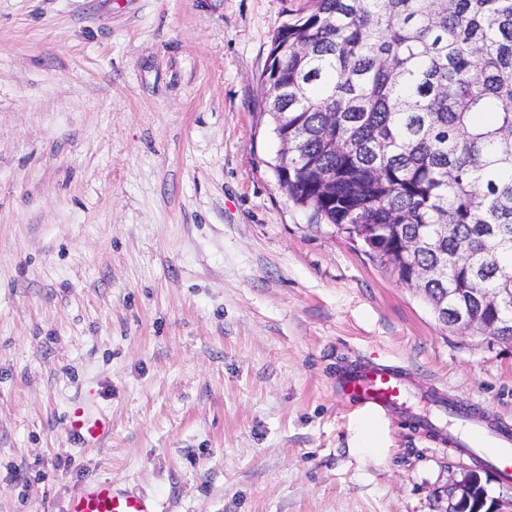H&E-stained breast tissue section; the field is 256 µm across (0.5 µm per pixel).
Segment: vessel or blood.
I'll return each mask as SVG.
<instances>
[{"instance_id": "vessel-or-blood-1", "label": "vessel or blood", "mask_w": 512, "mask_h": 512, "mask_svg": "<svg viewBox=\"0 0 512 512\" xmlns=\"http://www.w3.org/2000/svg\"><path fill=\"white\" fill-rule=\"evenodd\" d=\"M337 386L344 399L372 415L408 414L415 426L443 428L449 444L457 445L480 460L497 464L503 480L512 479V427H492L473 417L459 405L442 399L431 400L427 410L409 404L411 390L405 377L383 365L361 363L345 368ZM68 429L86 446L102 444L110 423L92 417L83 405H74L68 415ZM68 512H157L155 500L137 490L115 488L108 479L95 480L71 498Z\"/></svg>"}]
</instances>
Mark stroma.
I'll return each mask as SVG.
<instances>
[{
  "instance_id": "stroma-1",
  "label": "stroma",
  "mask_w": 512,
  "mask_h": 512,
  "mask_svg": "<svg viewBox=\"0 0 512 512\" xmlns=\"http://www.w3.org/2000/svg\"><path fill=\"white\" fill-rule=\"evenodd\" d=\"M305 5L0 0V512L92 479L161 512H432L472 463L348 404L367 360L512 425V346L444 328L278 181L260 75ZM67 422L71 434L88 447L101 445L111 427L106 418L92 417L81 404L72 407Z\"/></svg>"
}]
</instances>
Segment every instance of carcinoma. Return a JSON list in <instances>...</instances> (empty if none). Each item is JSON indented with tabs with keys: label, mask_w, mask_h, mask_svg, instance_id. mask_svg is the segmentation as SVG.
<instances>
[{
	"label": "carcinoma",
	"mask_w": 512,
	"mask_h": 512,
	"mask_svg": "<svg viewBox=\"0 0 512 512\" xmlns=\"http://www.w3.org/2000/svg\"><path fill=\"white\" fill-rule=\"evenodd\" d=\"M273 37L261 83L288 195L327 224L421 243L423 287L512 278V0H309ZM448 225V235L437 231Z\"/></svg>",
	"instance_id": "carcinoma-1"
}]
</instances>
